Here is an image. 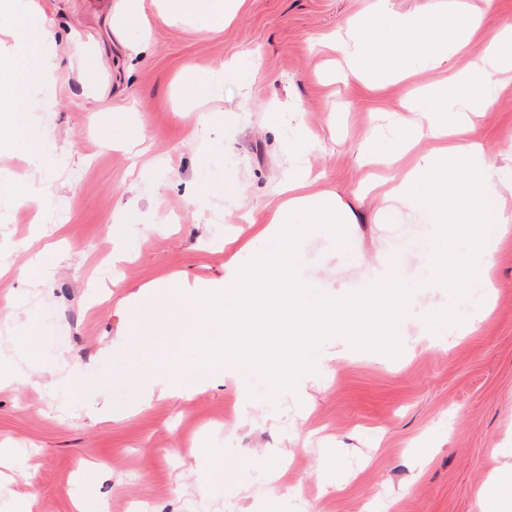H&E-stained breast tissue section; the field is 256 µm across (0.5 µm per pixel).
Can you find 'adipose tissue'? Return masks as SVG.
<instances>
[{
  "label": "adipose tissue",
  "instance_id": "ef3b65f1",
  "mask_svg": "<svg viewBox=\"0 0 512 512\" xmlns=\"http://www.w3.org/2000/svg\"><path fill=\"white\" fill-rule=\"evenodd\" d=\"M493 0L459 5L446 15L412 16L380 7L349 24L332 49L356 80L380 85L411 81L418 64L447 69L450 50L474 37L486 48L479 60L443 82L426 87L428 105L399 136L368 137L360 160L396 171L383 193L380 223L394 233L368 263L359 282L331 286L302 264L293 224H352L355 216L332 197L310 193L309 172L294 167L273 203L272 220L253 249L231 237L222 285L189 288L175 282L144 285L146 303L127 308L120 338L125 366L137 379L140 399L191 397L221 375L259 376L269 395L307 397L309 383L337 356V337L373 357L398 351L401 324L416 308L422 288H448L467 305L459 322L474 330L484 309L494 253L512 230L503 188L512 189V168L498 165L471 136L474 120L512 82V24H493ZM169 16L219 30L232 13L224 0H160ZM37 0H0V36L13 40L0 60V136L8 149L43 166L51 153L37 137L24 108L41 80L56 77L63 59L47 23L32 27ZM25 366L0 361V382L24 378L25 367L43 361L40 322L24 327ZM246 464L206 449L197 461L204 493L236 494Z\"/></svg>",
  "mask_w": 512,
  "mask_h": 512
}]
</instances>
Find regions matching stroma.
Wrapping results in <instances>:
<instances>
[{
    "label": "stroma",
    "mask_w": 512,
    "mask_h": 512,
    "mask_svg": "<svg viewBox=\"0 0 512 512\" xmlns=\"http://www.w3.org/2000/svg\"><path fill=\"white\" fill-rule=\"evenodd\" d=\"M128 22L100 57L117 0H40L56 31V50L72 59L58 80L52 111L29 102L31 123L53 145L54 162L35 170L0 154L6 179L42 187L39 200L0 197V306L19 303L0 323V350L20 358L22 326L44 323V364L24 382L0 388V448L12 449L10 489L34 496L33 512H74L81 484L87 512H263L242 494L203 497L195 457L219 446L264 463L288 462L297 498L281 512H481L491 474L512 463V235L498 246L494 287L476 330L421 336L420 316L405 326L393 362L352 352L314 385L309 408L285 402L242 410L235 378L217 379L189 400L156 399L130 409L137 389L112 344L121 333L118 299L174 277L222 284L224 238L248 221L266 224L272 190L290 168L295 123L279 113L299 106L321 143L309 154L318 181L359 212L356 252L337 253L322 233L299 240L317 275L356 283L383 247L376 193L360 195L365 171L357 147L370 130L395 137L407 84L369 88L322 53V44L377 0H245L220 31L175 23L151 0H132ZM78 32L82 55L68 51ZM148 37L145 53L128 43ZM231 63L242 81L180 87ZM474 139L493 155L512 152V84L479 119ZM235 174L237 196L199 195L205 183ZM63 223H51L54 211ZM125 236L128 259L113 263L111 236ZM31 274L19 276L21 267ZM123 405L113 420L91 419L92 402ZM428 457L418 466L417 457ZM337 460L336 486L320 492L316 474Z\"/></svg>",
    "instance_id": "stroma-1"
}]
</instances>
